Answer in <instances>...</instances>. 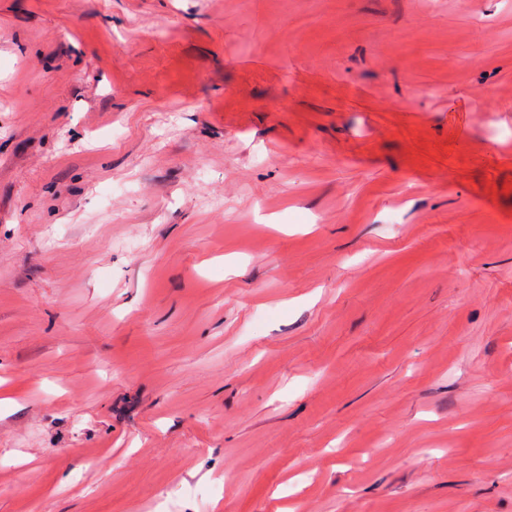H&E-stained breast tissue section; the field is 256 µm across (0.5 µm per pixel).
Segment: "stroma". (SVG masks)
Segmentation results:
<instances>
[{
  "label": "stroma",
  "instance_id": "obj_1",
  "mask_svg": "<svg viewBox=\"0 0 512 512\" xmlns=\"http://www.w3.org/2000/svg\"><path fill=\"white\" fill-rule=\"evenodd\" d=\"M162 498L512 512V0H0V512Z\"/></svg>",
  "mask_w": 512,
  "mask_h": 512
}]
</instances>
